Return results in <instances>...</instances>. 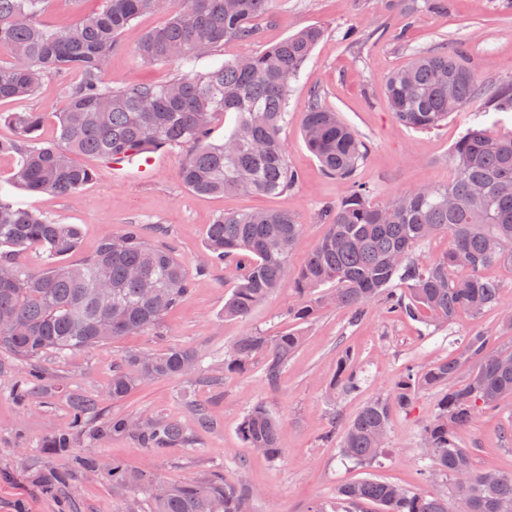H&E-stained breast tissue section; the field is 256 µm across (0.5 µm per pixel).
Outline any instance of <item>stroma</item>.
Returning a JSON list of instances; mask_svg holds the SVG:
<instances>
[{
  "instance_id": "obj_1",
  "label": "stroma",
  "mask_w": 512,
  "mask_h": 512,
  "mask_svg": "<svg viewBox=\"0 0 512 512\" xmlns=\"http://www.w3.org/2000/svg\"><path fill=\"white\" fill-rule=\"evenodd\" d=\"M368 19L381 25V32L347 45L343 32L363 26ZM163 21L162 14L149 12L122 32L112 52L110 82L163 83L172 77V67L147 64L134 55L141 37ZM316 23L326 35L293 85L283 132L288 160L301 175L292 191L274 196L195 193L177 176L183 160L178 150L160 153V165L146 180L114 177L110 163L83 156L79 162L92 169L94 178L76 196L13 190L14 199L23 205L78 226L80 243L74 261L92 255L103 238L137 224L154 244L171 249L196 277L192 289L167 316L164 333L124 336L108 345L72 352L62 361L52 355L42 357L38 366L45 377V391L30 404H18L11 396L23 362L0 352V512H144V498L113 499L110 486L87 477H75L61 500L43 496L30 481L28 463L40 458L46 437L67 426L71 401L77 396L96 398L101 418L152 412L179 420L194 430L196 438L194 448L177 447L158 456L141 451L128 438L86 435L76 442L77 451L90 450L103 460H120L167 481L194 480L206 470L223 468L227 480L256 490L252 512H307L311 502L332 500L339 486L364 478L426 497L446 493L444 482H427L419 474L424 463L421 430L437 408L441 389L419 393L410 410L393 415L386 447L372 465L342 459L337 444L324 442L322 434L329 421L345 426L367 402L388 396L407 365L422 369L457 353L474 331L495 335L500 344L512 348V331L499 329L497 311L477 320L462 314L448 327L431 333L422 323L390 319L374 307L355 324L346 311L327 307L302 325L304 342L278 387L264 382L259 359L246 372L226 374L221 391L207 384L215 364L239 336L252 329L269 336L288 330L282 312L294 298L292 277L325 230L316 214L323 203L336 200L345 190L323 171L303 140L302 120L313 95H320L323 104L339 112L368 144L367 158L355 179L373 188L378 202L405 189L447 183L453 175L449 150L476 121L475 113L464 111L428 132L400 124L384 96L390 71L403 66L412 52L460 42L486 80L512 76V0H450L447 13L422 10L412 15L392 0H275L273 18L263 23L259 39L225 44L224 55L258 52ZM63 105L56 81L49 79L32 98L0 102V113H44L40 134L52 143ZM255 209L294 214L302 234L282 287L246 318L228 319L224 299L235 286V268L209 256L206 230L224 213ZM201 266L206 272L200 276L196 270ZM172 346L198 351L204 358L202 370L154 381L122 400H112V369L125 354L160 352ZM345 355L362 367L365 380L356 395L335 399L331 386L338 361ZM197 404L208 408L216 429L197 430L193 411ZM256 404L265 406L280 423L284 455L278 461L244 447L239 438L240 422ZM511 422L512 403L506 401L497 414L478 418L458 431L459 442L475 451V469L512 473V441L503 438Z\"/></svg>"
}]
</instances>
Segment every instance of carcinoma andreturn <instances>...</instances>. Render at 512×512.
Wrapping results in <instances>:
<instances>
[{
    "label": "carcinoma",
    "instance_id": "1",
    "mask_svg": "<svg viewBox=\"0 0 512 512\" xmlns=\"http://www.w3.org/2000/svg\"><path fill=\"white\" fill-rule=\"evenodd\" d=\"M275 0H102L96 12L78 14L66 29L42 19L48 0H0V101L38 93L51 77L77 79L61 88L66 101L58 113V143L40 139L41 112L0 115L13 128L0 138V155L15 164L9 185L33 194L69 197L93 179L72 155L109 161L117 154L154 153L179 148L185 156L178 178L198 194L289 192L300 174L287 158L282 133L288 124V97L325 30L314 24L253 55L225 59L206 68L230 41L258 40V21L272 13ZM408 12L421 7L448 10V0H396ZM166 16L135 47L137 59L173 67L162 85L115 87L106 78L119 36L142 13ZM391 112L418 131L436 130L448 117L479 104L480 111L512 112V79L486 83L462 50L416 52L385 81ZM233 116L222 142H209L211 130ZM304 140L327 173L345 185L336 202L322 207L326 230L294 279L296 299L285 315L309 322L332 305L359 320L366 307L388 317L427 325H447L461 312L480 318L503 303L502 287L484 275L497 264L512 265V133L495 136L469 126L453 144L454 176L444 185L401 191L374 205L373 189L354 174L368 146L338 112L315 101L302 121ZM302 225L287 211L226 213L207 229V248L216 260L235 264L238 279L224 299V317L245 318L267 301L288 273ZM448 236V250L423 259L419 246ZM79 245L74 224H61L0 194V351L23 361L67 354L108 344L122 336L160 332L165 315L192 286V276L173 253L147 239L131 224L101 241L87 259L69 264ZM35 247L47 264L22 270L13 252ZM332 285L319 296L313 290ZM302 343L299 331L279 336L251 332L224 356V372H243L261 357L270 387L280 383L288 358ZM496 337L479 330L459 352L423 370L407 368L390 396L366 403L345 426L339 448L358 464L383 453L389 423L409 409L417 394L440 388L442 397L422 431L429 463L420 469L427 481L439 474L448 493L426 497L399 486L362 479L338 487L330 502L316 501L308 512H512V474L478 471L473 452L457 432L481 415L496 413L512 399V368L501 367ZM112 371L110 393L121 400L146 381L182 377L200 368L193 350L171 347L158 353L135 352ZM468 378L455 382L460 367ZM361 372L353 360H340L334 387L344 396L357 391ZM42 385L32 367L12 385V395L28 402ZM99 414L94 399L75 398L69 425L42 445L47 457H64L65 469L47 463L31 471L45 495H58L73 475L106 481L112 495L142 494L149 512H251L256 492L229 482L215 469L191 482L162 480L114 460L104 466L90 452L77 453V438ZM101 435L130 436L150 454L189 446L193 435L178 421L150 415L134 422L114 415L96 429ZM238 434L248 448H260L272 461L283 455L279 422L256 404L245 414Z\"/></svg>",
    "mask_w": 512,
    "mask_h": 512
}]
</instances>
